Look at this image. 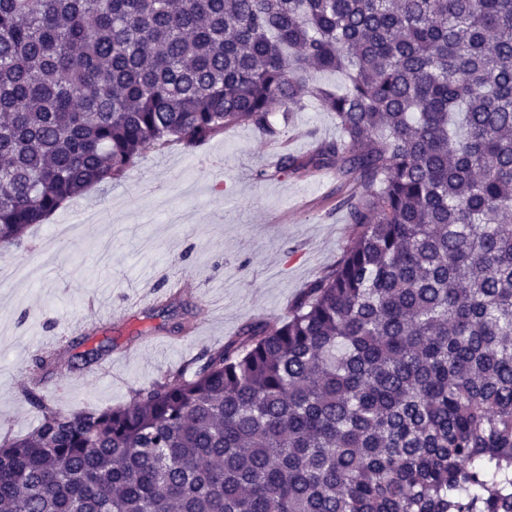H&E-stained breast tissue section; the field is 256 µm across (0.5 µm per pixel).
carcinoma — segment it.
Listing matches in <instances>:
<instances>
[{"label": "carcinoma", "instance_id": "obj_1", "mask_svg": "<svg viewBox=\"0 0 512 512\" xmlns=\"http://www.w3.org/2000/svg\"><path fill=\"white\" fill-rule=\"evenodd\" d=\"M341 71L340 91L314 73ZM316 103L354 236L278 325L0 441V512H512V0H0V247Z\"/></svg>", "mask_w": 512, "mask_h": 512}]
</instances>
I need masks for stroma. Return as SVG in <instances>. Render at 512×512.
Returning <instances> with one entry per match:
<instances>
[{"mask_svg": "<svg viewBox=\"0 0 512 512\" xmlns=\"http://www.w3.org/2000/svg\"><path fill=\"white\" fill-rule=\"evenodd\" d=\"M277 138L252 126L229 127L192 148L147 149L124 177L86 191L31 227L21 246L0 249V437L32 432L39 408L23 391L42 350L74 359L39 395L65 412L126 404L136 389L188 370L203 351L223 347L254 318L287 317L302 289L336 265L353 229L339 206L357 184L323 171L276 174L283 154L306 158L335 139L332 113L313 105L274 113ZM264 169L271 176L257 180ZM97 213L29 280L11 278L38 252L51 225ZM187 284L183 305L166 314L145 303L140 287L165 293ZM199 333L175 332L177 323ZM109 347L121 382L92 376L85 352Z\"/></svg>", "mask_w": 512, "mask_h": 512, "instance_id": "stroma-1", "label": "stroma"}]
</instances>
